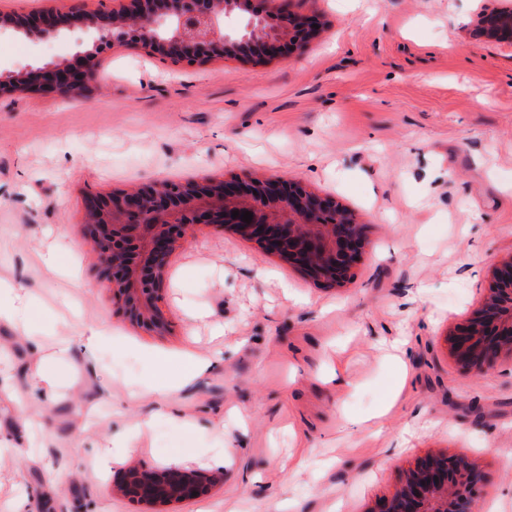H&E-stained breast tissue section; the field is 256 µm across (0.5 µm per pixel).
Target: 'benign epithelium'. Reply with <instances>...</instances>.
I'll list each match as a JSON object with an SVG mask.
<instances>
[{"label":"benign epithelium","instance_id":"7a95c632","mask_svg":"<svg viewBox=\"0 0 512 512\" xmlns=\"http://www.w3.org/2000/svg\"><path fill=\"white\" fill-rule=\"evenodd\" d=\"M238 0H127L94 12L77 4L66 17L43 11L32 18L0 15V31L15 28L31 41L57 38L66 30L93 37V50L30 68L0 81V94L45 96L84 91L93 77L91 59L115 42L137 44L175 62L202 64L214 56L260 61L290 59L318 33L315 12L282 7L254 12L241 26L227 15ZM479 37L512 44V8L480 17ZM87 240L100 254V276L112 303L131 323L156 334L168 332L162 284L174 250L202 224L233 229L263 251L303 270L315 283L334 286L351 278L366 249L363 226L334 197L300 180L247 175L224 180L154 184L83 199ZM253 213L251 222L232 212ZM459 372L494 368L512 358V257L495 266L491 286L476 315L448 338ZM485 484L484 473L462 456L431 454L405 473L392 495L377 499L368 512H471ZM214 487L211 476L193 467L168 464L124 471L113 490L143 505V512H173L170 506L201 498Z\"/></svg>","mask_w":512,"mask_h":512}]
</instances>
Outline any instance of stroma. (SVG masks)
<instances>
[{
    "label": "stroma",
    "instance_id": "1",
    "mask_svg": "<svg viewBox=\"0 0 512 512\" xmlns=\"http://www.w3.org/2000/svg\"><path fill=\"white\" fill-rule=\"evenodd\" d=\"M511 3L294 0L323 29L289 61L187 66L118 42L95 56L86 97H0V280L43 314L29 333L0 322V512L30 498L38 512H139L112 490L121 465H96L126 439L131 463L183 459L216 477L176 512H368L428 454L484 472L477 512H512V362L463 375L446 342L512 257V45L475 34L482 12ZM91 48L2 32L0 77ZM242 174L298 179L350 209L367 241L353 277L322 287L203 227L169 259L168 333L116 313L83 239L84 194ZM50 248L78 275L49 274ZM99 325L131 351L85 352L80 334ZM402 336L399 401L350 428L385 404L384 352ZM182 349L219 363L168 395L136 387L176 373L142 351ZM40 360L50 398L29 378ZM217 449L220 469L206 464Z\"/></svg>",
    "mask_w": 512,
    "mask_h": 512
}]
</instances>
